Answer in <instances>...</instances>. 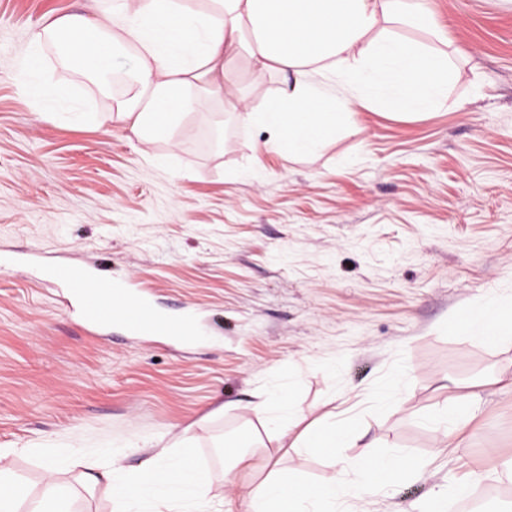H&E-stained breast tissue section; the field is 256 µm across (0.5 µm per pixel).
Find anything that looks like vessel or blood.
Wrapping results in <instances>:
<instances>
[{"instance_id":"vessel-or-blood-1","label":"vessel or blood","mask_w":512,"mask_h":512,"mask_svg":"<svg viewBox=\"0 0 512 512\" xmlns=\"http://www.w3.org/2000/svg\"><path fill=\"white\" fill-rule=\"evenodd\" d=\"M51 276L65 288L85 329L117 325L131 336H173L185 344L200 342L209 333L192 306L177 316L163 313L131 282L112 278L107 259H98L89 268L58 265Z\"/></svg>"}]
</instances>
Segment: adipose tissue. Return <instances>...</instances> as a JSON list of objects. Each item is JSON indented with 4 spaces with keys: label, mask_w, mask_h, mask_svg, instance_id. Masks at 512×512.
Listing matches in <instances>:
<instances>
[{
    "label": "adipose tissue",
    "mask_w": 512,
    "mask_h": 512,
    "mask_svg": "<svg viewBox=\"0 0 512 512\" xmlns=\"http://www.w3.org/2000/svg\"><path fill=\"white\" fill-rule=\"evenodd\" d=\"M402 25L427 28L436 46L402 36ZM66 42L72 59L117 46L131 56L117 119L141 142L171 139L187 114L225 101L240 121L268 128L273 148L291 158L321 149L357 126L360 112L377 107L421 116L447 105L456 66L441 46L448 33L427 0H106L84 9L46 16L34 50ZM248 57L280 80L277 93L258 108L244 89L225 84L224 58ZM330 75L315 81L314 72ZM459 336L491 339L512 334V301H494L456 321ZM270 447L312 454L329 449L334 474L321 486L270 466L259 481L247 478L253 451L225 457L226 473L241 475L250 512H350L352 502L373 496L382 484L420 478L406 455L386 453L356 461L333 455L351 439L347 422L327 414L311 425L288 396L274 393L252 408Z\"/></svg>",
    "instance_id": "obj_1"
}]
</instances>
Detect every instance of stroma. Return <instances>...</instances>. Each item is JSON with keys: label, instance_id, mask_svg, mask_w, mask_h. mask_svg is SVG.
<instances>
[{"label": "stroma", "instance_id": "35a3bbf8", "mask_svg": "<svg viewBox=\"0 0 512 512\" xmlns=\"http://www.w3.org/2000/svg\"><path fill=\"white\" fill-rule=\"evenodd\" d=\"M94 0H0V249L35 257L0 268V466L40 491L28 449L150 438L124 471L189 433L218 496L220 444L263 434L251 407L275 391L314 421L358 432L342 455L399 451L420 479L384 486L356 512H433L469 475L511 489L512 339L459 336L453 323L512 300V0H431L459 68L448 107L420 118L361 112L360 133L285 159L270 134L222 103L144 143L98 120L112 97L32 38L43 17ZM37 67L44 94L23 71ZM226 80L263 105L279 83L234 54ZM89 119L73 122L53 91ZM108 257L165 312L195 305L223 332L173 338L88 333L43 266ZM407 378L386 410L381 387ZM473 396L466 430L436 445L429 419Z\"/></svg>", "mask_w": 512, "mask_h": 512}]
</instances>
